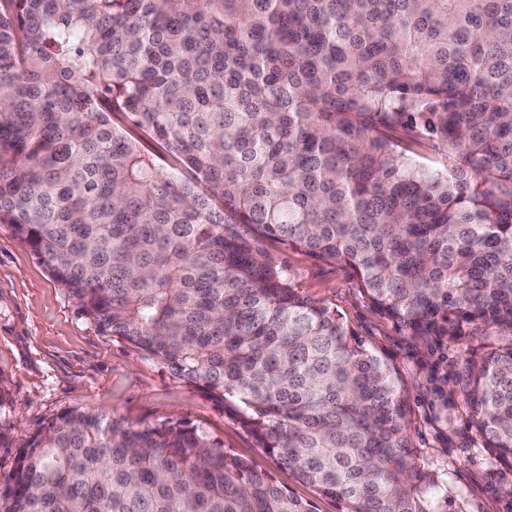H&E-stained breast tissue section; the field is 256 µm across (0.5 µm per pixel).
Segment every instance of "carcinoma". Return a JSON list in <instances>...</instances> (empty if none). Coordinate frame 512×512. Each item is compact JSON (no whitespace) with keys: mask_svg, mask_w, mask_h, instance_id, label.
<instances>
[{"mask_svg":"<svg viewBox=\"0 0 512 512\" xmlns=\"http://www.w3.org/2000/svg\"><path fill=\"white\" fill-rule=\"evenodd\" d=\"M0 224L340 512L435 510L388 363L263 239L414 336L509 337L459 380L512 464V0H0ZM0 512L312 509L187 422L71 408L18 445ZM391 140L395 145L398 152H405V156H409L413 162L420 167L435 171L443 168L442 161L444 156L442 152L432 149L428 144L422 143L421 145L415 144L408 140L402 131L389 132Z\"/></svg>","mask_w":512,"mask_h":512,"instance_id":"obj_1","label":"carcinoma"}]
</instances>
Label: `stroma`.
<instances>
[{"instance_id":"stroma-1","label":"stroma","mask_w":512,"mask_h":512,"mask_svg":"<svg viewBox=\"0 0 512 512\" xmlns=\"http://www.w3.org/2000/svg\"><path fill=\"white\" fill-rule=\"evenodd\" d=\"M263 247L295 271L300 290L336 308L349 328L392 369L407 434L431 482L436 512H512V467L498 461L468 425L457 376L472 353L499 345L496 330L466 328L448 340L413 336L376 310L347 267L317 261L272 240ZM0 425L14 441L41 430L66 408H91L132 425L181 419L224 442L225 449L308 501L338 512L259 448L231 412L126 341L82 316L30 248L0 224Z\"/></svg>"}]
</instances>
